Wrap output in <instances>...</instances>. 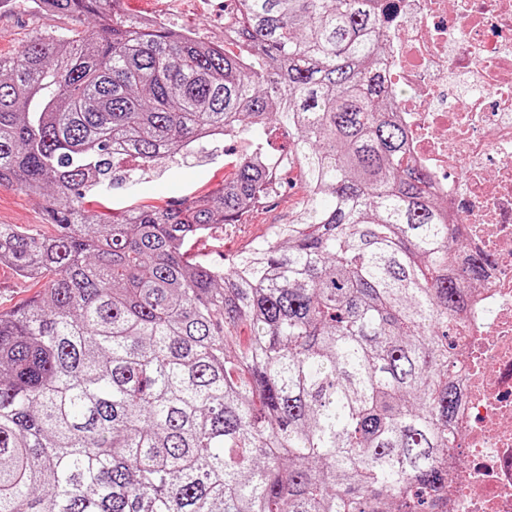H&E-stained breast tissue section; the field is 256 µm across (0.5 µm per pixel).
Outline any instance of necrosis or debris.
I'll return each mask as SVG.
<instances>
[{
    "mask_svg": "<svg viewBox=\"0 0 512 512\" xmlns=\"http://www.w3.org/2000/svg\"><path fill=\"white\" fill-rule=\"evenodd\" d=\"M381 20L410 156L460 227L454 262L487 260L451 321L460 452L447 509L512 512V0H383Z\"/></svg>",
    "mask_w": 512,
    "mask_h": 512,
    "instance_id": "necrosis-or-debris-1",
    "label": "necrosis or debris"
}]
</instances>
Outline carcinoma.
I'll list each match as a JSON object with an SVG mask.
<instances>
[{
    "mask_svg": "<svg viewBox=\"0 0 512 512\" xmlns=\"http://www.w3.org/2000/svg\"><path fill=\"white\" fill-rule=\"evenodd\" d=\"M30 2L101 36L47 28L0 56V185L57 226L0 224V264L48 279L0 314V512H437L449 323L486 259L451 269L459 237L380 73L379 0H238L244 60L110 0ZM271 125L292 136L277 157ZM241 134L219 188L105 205L115 160L132 182ZM293 167L292 221L225 269L192 253Z\"/></svg>",
    "mask_w": 512,
    "mask_h": 512,
    "instance_id": "carcinoma-1",
    "label": "carcinoma"
}]
</instances>
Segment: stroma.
<instances>
[{
  "label": "stroma",
  "mask_w": 512,
  "mask_h": 512,
  "mask_svg": "<svg viewBox=\"0 0 512 512\" xmlns=\"http://www.w3.org/2000/svg\"><path fill=\"white\" fill-rule=\"evenodd\" d=\"M116 12L129 16H148L168 27L191 32L196 39L215 44L224 41V0H116ZM71 19L47 20L28 0H0V55L10 56L20 50L40 30L74 28ZM254 147L246 135L220 138L208 149L189 146L172 160L140 175L137 182L113 188V206L130 203L163 206L208 193L231 179L238 164ZM280 193L256 206L238 224L215 226L196 248L204 260L226 266L237 251L251 247L266 238L271 228L292 220L305 191L296 171L283 173ZM44 198L14 186H0V224H14L22 229L51 236L54 224L47 220ZM45 281L19 277L10 268L0 266V313L38 299Z\"/></svg>",
  "instance_id": "stroma-1"
}]
</instances>
